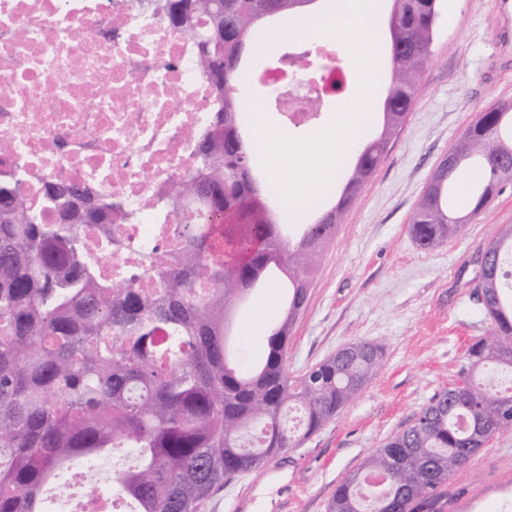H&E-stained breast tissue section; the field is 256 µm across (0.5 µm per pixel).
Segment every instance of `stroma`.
Segmentation results:
<instances>
[{
    "label": "stroma",
    "mask_w": 512,
    "mask_h": 512,
    "mask_svg": "<svg viewBox=\"0 0 512 512\" xmlns=\"http://www.w3.org/2000/svg\"><path fill=\"white\" fill-rule=\"evenodd\" d=\"M497 19L493 0H441L430 61L408 121L378 170L349 206L324 251L305 310L288 344L299 374L355 339L384 351L383 366L336 418L262 468L215 490L200 512H327L340 480L360 469L421 408L457 379L468 347L492 327L473 296L477 255L512 224V181L447 242L423 250L411 216L433 168L479 112L512 104V67L490 72ZM282 300L274 279L236 310L231 338L240 362L265 351L258 312ZM466 512H512V432L496 435L459 470Z\"/></svg>",
    "instance_id": "1"
}]
</instances>
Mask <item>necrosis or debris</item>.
Segmentation results:
<instances>
[{"label":"necrosis or debris","instance_id":"1","mask_svg":"<svg viewBox=\"0 0 512 512\" xmlns=\"http://www.w3.org/2000/svg\"><path fill=\"white\" fill-rule=\"evenodd\" d=\"M0 144L45 182L90 183L123 206L122 243L101 260L121 278L141 253L174 242L170 207L194 168L211 88L191 40L159 8L131 0H0Z\"/></svg>","mask_w":512,"mask_h":512}]
</instances>
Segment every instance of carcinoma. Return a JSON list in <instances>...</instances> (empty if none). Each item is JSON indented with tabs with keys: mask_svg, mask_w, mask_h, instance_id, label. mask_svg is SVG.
<instances>
[{
	"mask_svg": "<svg viewBox=\"0 0 512 512\" xmlns=\"http://www.w3.org/2000/svg\"><path fill=\"white\" fill-rule=\"evenodd\" d=\"M307 0H164L171 28L190 36L197 64L214 94L213 117L198 138L194 171L176 183L172 208L197 205L179 220L175 252H148L114 282L98 255L112 248V193L75 182L45 186L41 207L23 191L26 172L0 145V512H50L48 485L75 466L90 467L114 451L112 504L127 512H199L224 482L261 468L336 417L381 368L383 351L366 340L341 356L293 376L288 341L305 306L317 260L343 214L381 164L412 108L417 78L430 60L439 0H390V79L379 135L358 150L336 203L296 237L279 222L273 201L237 170L259 174L242 130L246 44L275 46L262 22ZM484 173L471 193L469 217L500 191L512 166V109L491 105L454 145ZM458 168L433 170L411 220L424 250L457 234L448 208ZM101 228L100 240L85 232ZM512 225L484 250L476 288L493 323L459 369L467 395L445 389L416 422L370 454L364 471L337 485L328 512H441L453 475L484 440L512 431L494 426L512 404V383L483 379L512 374ZM288 280V301L275 319L265 360L249 369L229 359L226 326L236 304L269 274ZM209 283L208 291L198 280ZM157 287L146 291L140 283ZM300 413L299 427L286 425Z\"/></svg>",
	"mask_w": 512,
	"mask_h": 512,
	"instance_id": "1",
	"label": "carcinoma"
}]
</instances>
